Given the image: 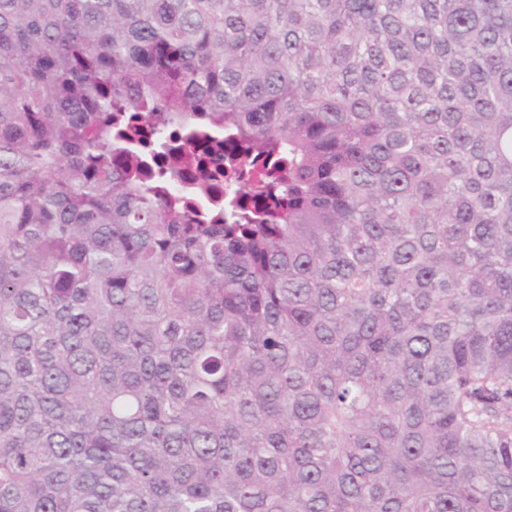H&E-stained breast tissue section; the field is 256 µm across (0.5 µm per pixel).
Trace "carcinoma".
<instances>
[{"label": "carcinoma", "instance_id": "obj_1", "mask_svg": "<svg viewBox=\"0 0 512 512\" xmlns=\"http://www.w3.org/2000/svg\"><path fill=\"white\" fill-rule=\"evenodd\" d=\"M0 512H512V0H0ZM142 134L139 137L141 141L134 144L135 147L142 145L143 141L148 143L151 147L149 153V166L152 171L157 169L154 161V154L156 151H164L165 157L163 159V166H175L178 164L181 158V164H183V155L186 153H192L203 159L209 170L214 169L217 165L221 166V170H224V175H217L215 178H211L204 189V199L198 195V185L191 177H185L174 182H162L157 187L159 194L162 198L168 199L171 197H177L179 200L185 201L188 205L186 214L189 218L195 219L196 212L202 213L203 202L207 204L224 206L226 211L227 201L229 200L228 189L231 184H237L239 187L242 182L247 179L245 170L241 167V164L232 165L229 162L231 154L237 152L235 145L230 143H224L223 136L218 135H202L198 138L190 140L182 130V127L176 125L165 126V141L167 148L163 149L155 143L152 134V129L156 127V117L151 116L148 119H141L139 121ZM216 143L220 144V149L217 154L211 153L210 148L215 147Z\"/></svg>", "mask_w": 512, "mask_h": 512}]
</instances>
